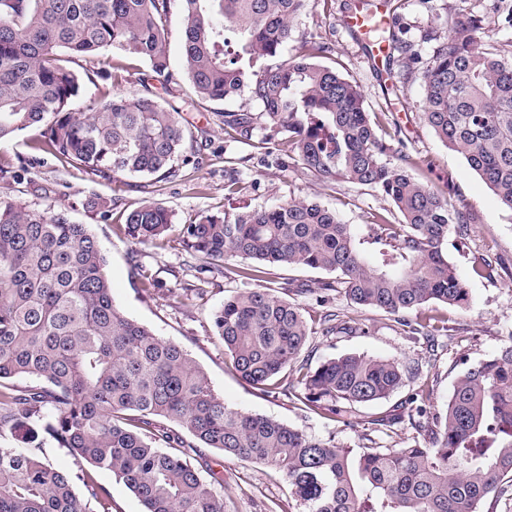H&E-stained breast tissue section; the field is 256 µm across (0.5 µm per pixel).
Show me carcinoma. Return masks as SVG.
<instances>
[{
    "label": "carcinoma",
    "mask_w": 512,
    "mask_h": 512,
    "mask_svg": "<svg viewBox=\"0 0 512 512\" xmlns=\"http://www.w3.org/2000/svg\"><path fill=\"white\" fill-rule=\"evenodd\" d=\"M181 2L182 69H171L167 24ZM456 0L421 36L436 42L422 59L415 42L382 30L399 82L421 77L423 116L512 211V54L489 34L485 18ZM306 0H0V141L32 128L39 149L105 181L122 175L174 181L197 161L192 132L179 112L156 100L115 94L80 110L81 78L64 61L109 49L143 60L166 83L185 77L195 95L225 102L242 93L259 104L224 110V140L274 145L322 181L344 178L388 197L398 224L380 216L389 248L367 258L336 213L308 198L269 207L201 215L181 229L204 271L257 281L255 267L310 268L335 275L331 293L383 311L426 345L438 326L426 307L467 308L469 292L444 245L454 228L474 223L406 169L404 144L378 133L357 81L317 62L326 47L294 40ZM497 22L512 27V3L490 0ZM396 162H386L388 154ZM172 213L148 202L125 218L134 243L166 237ZM216 336L235 371L266 393L292 373L288 394L345 427L358 407L418 382L395 412L367 422V444L350 448L277 419L224 403L204 371L179 345L129 318L112 300L108 259L66 208L34 209L0 199V432L40 423L77 461L62 472L20 448L0 446V512H85L106 491L83 464L106 470L145 512H224V495L201 470L217 449L281 473L303 512H483L512 496V344L461 374L440 410H431V370L390 359L346 354L312 369L297 364L315 334L305 309L270 284L245 287L212 314ZM323 336L353 331L335 311L321 312ZM34 377L39 386L7 384ZM409 423L413 436L386 444ZM84 495H79L76 484Z\"/></svg>",
    "instance_id": "obj_1"
}]
</instances>
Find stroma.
Listing matches in <instances>:
<instances>
[{
  "mask_svg": "<svg viewBox=\"0 0 512 512\" xmlns=\"http://www.w3.org/2000/svg\"><path fill=\"white\" fill-rule=\"evenodd\" d=\"M349 0H306V9L295 20V35L329 46L323 62L338 67L355 79L365 106L376 117L383 136L403 141L411 158L410 174L449 197L451 203L473 213L474 224L465 236L450 234L445 245L449 262L469 291V306L458 309L432 304L433 315L443 319L447 334L439 336L438 377L432 402L442 407L457 377L470 366L487 359L512 343V212L503 209L492 190L467 164L464 157L446 147L423 119V89L420 79L401 84L395 77L398 62L374 64L365 44L344 27L342 18ZM115 67L110 81L84 82L81 105L102 104L113 92L149 96L180 112L196 139L202 161L186 166L182 180L158 182L142 176H120L107 182L78 172L52 154L34 149L38 134L27 131L0 142V167L31 163L21 179H0V198L22 201L42 209L50 204L67 207L73 221L87 225L109 259V275L115 303L129 317L151 329L160 338L180 345L208 376L225 403L246 413L260 414L337 442L358 447L363 427L345 428L320 412L295 408L286 396L273 397L245 382L224 354L211 322L213 311L238 287L223 270L198 273L197 259L180 240L182 225L198 214L223 215L236 207L273 205L293 197H309L336 212L351 225L374 253L369 239L378 217L397 223L400 215L380 192L346 179L323 183L294 161L278 163L264 149L224 143V109L246 105L247 97L220 104L194 97L188 80L165 83L155 77L148 63L127 58L119 50L103 54ZM237 161L242 190L234 197L224 191L226 159ZM100 198L103 208H89V198ZM160 202L172 210L174 223L163 241L135 244L124 233V217L148 202ZM141 264L155 279L154 290H144L130 273L132 263ZM270 277L284 298H296L307 312L318 305L314 295L293 296L287 286L302 282L318 287L330 273L304 268L275 267ZM333 306L353 330L331 338L315 336L303 356L310 366L349 353L394 359L415 365L425 356V347L414 342L392 316L366 309L345 298ZM30 450L47 459L56 469L76 470L74 458L47 434L31 435L26 429L0 434V446ZM207 455L211 471L224 481L225 512H300L287 480L266 467L224 456L211 449ZM94 479L108 493L106 503L89 501L88 512H144L138 498L110 472L97 470Z\"/></svg>",
  "mask_w": 512,
  "mask_h": 512,
  "instance_id": "1",
  "label": "stroma"
}]
</instances>
